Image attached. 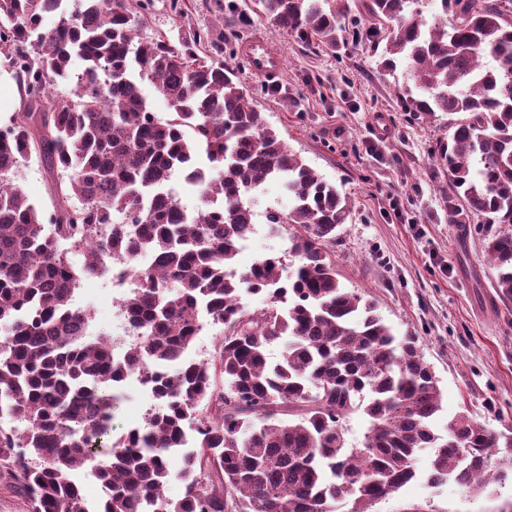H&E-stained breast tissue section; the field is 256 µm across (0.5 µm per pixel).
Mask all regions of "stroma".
<instances>
[{
    "label": "stroma",
    "instance_id": "stroma-1",
    "mask_svg": "<svg viewBox=\"0 0 512 512\" xmlns=\"http://www.w3.org/2000/svg\"><path fill=\"white\" fill-rule=\"evenodd\" d=\"M154 0L134 10L137 34L171 43L205 34L202 55L233 69L257 108L288 148L345 194L352 211L336 242L341 284L372 301L396 335L419 336L443 393L440 425L467 412L495 433L512 432V301L495 288L485 242L497 227L474 219L459 235L448 221L453 195L436 160L450 116L405 112L404 70L379 72L373 43L344 33L336 46L307 43L265 18L238 19L252 0ZM261 36L278 50V78L253 75L241 39ZM95 331L111 333L110 285L79 291ZM153 401L125 387L114 434L142 425ZM432 450L415 466L418 479L376 502L372 512H512V478L474 494L446 483L428 486L423 475Z\"/></svg>",
    "mask_w": 512,
    "mask_h": 512
}]
</instances>
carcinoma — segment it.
Listing matches in <instances>:
<instances>
[{
	"label": "carcinoma",
	"instance_id": "carcinoma-1",
	"mask_svg": "<svg viewBox=\"0 0 512 512\" xmlns=\"http://www.w3.org/2000/svg\"><path fill=\"white\" fill-rule=\"evenodd\" d=\"M64 2L0 0V52L26 100L0 128V472L31 512H140L144 500L155 512H334L346 500L370 512L418 477L427 448L432 486L451 480L480 494L512 476L498 456L512 433L464 412L439 431L442 391L418 337L395 336L336 277L348 198L288 149L233 72L200 56L195 40L137 39L126 0H81L76 13ZM438 2L428 18L424 0H365L368 26L354 36L383 45L380 70L405 66L408 111L464 115L437 146L456 194L449 223L512 224V0ZM255 5L326 46L349 9ZM59 82L73 90L50 95ZM34 156L58 173L50 210L15 183ZM177 171L201 202L186 217L167 201ZM270 181L288 195L264 212L298 260L286 282L280 256L236 264L252 201ZM142 253L155 265H135ZM109 256L139 283L121 307L142 339L119 359L73 304L80 279L105 273ZM486 256L498 295L512 300V230L487 239ZM246 295L263 306L249 308ZM204 314L223 326L214 359L187 360ZM132 371L156 406L115 438L118 388ZM358 411L368 427L355 448L345 422ZM192 419L196 450L182 458L185 492L173 501L167 453L186 444ZM88 463L104 489L95 504L73 478Z\"/></svg>",
	"mask_w": 512,
	"mask_h": 512
}]
</instances>
